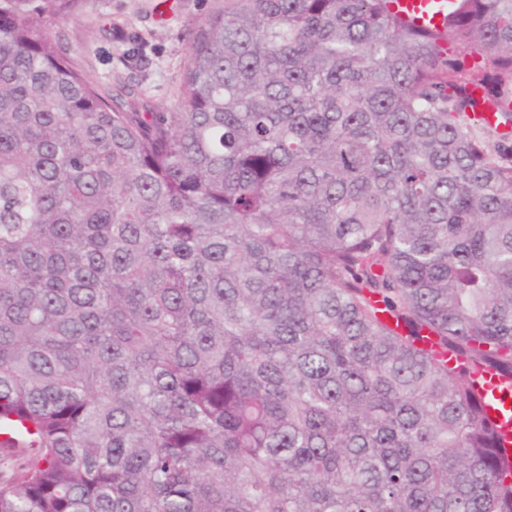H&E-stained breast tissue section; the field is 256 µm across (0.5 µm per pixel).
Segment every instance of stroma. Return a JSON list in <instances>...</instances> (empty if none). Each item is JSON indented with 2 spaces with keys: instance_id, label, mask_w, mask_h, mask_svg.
Wrapping results in <instances>:
<instances>
[{
  "instance_id": "stroma-1",
  "label": "stroma",
  "mask_w": 512,
  "mask_h": 512,
  "mask_svg": "<svg viewBox=\"0 0 512 512\" xmlns=\"http://www.w3.org/2000/svg\"><path fill=\"white\" fill-rule=\"evenodd\" d=\"M224 0H85L79 15L49 18L74 66L101 89L170 111L191 36Z\"/></svg>"
}]
</instances>
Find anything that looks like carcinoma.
<instances>
[{"mask_svg":"<svg viewBox=\"0 0 512 512\" xmlns=\"http://www.w3.org/2000/svg\"><path fill=\"white\" fill-rule=\"evenodd\" d=\"M390 2L224 0L142 112L0 0V512H512V0ZM391 9L399 18L414 27L443 31L448 17L455 11L458 0H393ZM475 391L484 414L495 430L501 457L510 465L512 459V378L496 371L474 375Z\"/></svg>","mask_w":512,"mask_h":512,"instance_id":"1","label":"carcinoma"}]
</instances>
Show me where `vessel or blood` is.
Segmentation results:
<instances>
[{
    "label": "vessel or blood",
    "mask_w": 512,
    "mask_h": 512,
    "mask_svg": "<svg viewBox=\"0 0 512 512\" xmlns=\"http://www.w3.org/2000/svg\"><path fill=\"white\" fill-rule=\"evenodd\" d=\"M458 0H394L391 9L414 27L442 31ZM475 391L492 424L504 460L512 459V377L489 370L475 374Z\"/></svg>",
    "instance_id": "1"
}]
</instances>
